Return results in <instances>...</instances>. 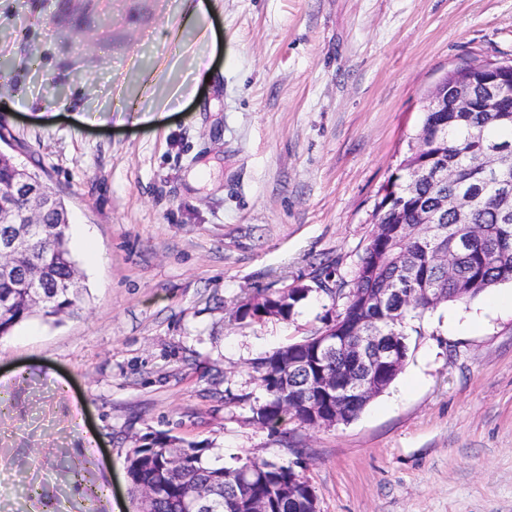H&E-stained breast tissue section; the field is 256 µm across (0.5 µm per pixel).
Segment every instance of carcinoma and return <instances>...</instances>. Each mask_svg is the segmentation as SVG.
<instances>
[{
  "label": "carcinoma",
  "mask_w": 512,
  "mask_h": 512,
  "mask_svg": "<svg viewBox=\"0 0 512 512\" xmlns=\"http://www.w3.org/2000/svg\"><path fill=\"white\" fill-rule=\"evenodd\" d=\"M438 113L424 114L420 132L422 146L406 151L388 182L397 197L383 196L374 207L375 225L369 243L351 279L334 281L346 302L336 315V330L349 334L353 323L364 319L375 322L383 336L395 339L397 352L408 360L411 333L422 335L411 322L436 309L427 290L443 296V302L471 301L499 284L512 282V211L506 209L501 184H512V112L448 113V123L438 125ZM484 149L498 152V174H484L473 160ZM455 169L454 179L446 172ZM45 192L54 199L55 211L42 216L45 232L30 235L23 250L9 256L14 273L0 275V336L9 335L16 325L40 313L56 316L74 307L78 279L68 248L66 207L48 183ZM470 200L467 223H457L455 213L443 206L448 197ZM432 211L436 222L421 223ZM405 224L418 231L403 236L397 229ZM467 237L457 276L472 282L458 287L448 276V268L435 259L438 245L458 234ZM391 285L399 290L396 314L372 304L376 289ZM281 295L267 296L263 302L248 301L239 307L240 317H286L298 299L280 304ZM316 336L278 349L253 362L256 379L267 394V401L256 410L257 421L273 427L289 417L303 425L308 420L300 410L301 396L288 390L291 378L315 374ZM210 449L196 443L181 444L168 435L155 436L138 453L127 458L131 485L137 494L152 489L155 496L150 512H182V505L202 500L204 512H248V503L263 499L267 512H307L303 491L308 481L300 472H288L273 462L240 460L224 466L209 455ZM178 454L180 464L169 467V457ZM295 483V498L284 494L288 481Z\"/></svg>",
  "instance_id": "1"
}]
</instances>
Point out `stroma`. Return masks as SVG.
I'll return each mask as SVG.
<instances>
[{
    "label": "stroma",
    "mask_w": 512,
    "mask_h": 512,
    "mask_svg": "<svg viewBox=\"0 0 512 512\" xmlns=\"http://www.w3.org/2000/svg\"><path fill=\"white\" fill-rule=\"evenodd\" d=\"M475 58L512 62V0H0V150L65 201L82 286L0 337V512H137L161 433L302 458L319 512H512L510 282L426 313L350 422L253 418V362L342 310L315 276L350 279L425 93ZM282 294H275L271 296H266L262 301V303L247 301L246 303H243L239 307V314L241 318H247V316L257 318L258 320L261 319L262 314H269L271 316H281V317H288L290 314L292 308L294 307V304L298 302L300 299H302L304 296L301 294L298 298L290 297L288 301L287 297V303L280 305V301L283 299L281 298ZM277 309L276 312H271V310Z\"/></svg>",
    "instance_id": "1"
}]
</instances>
